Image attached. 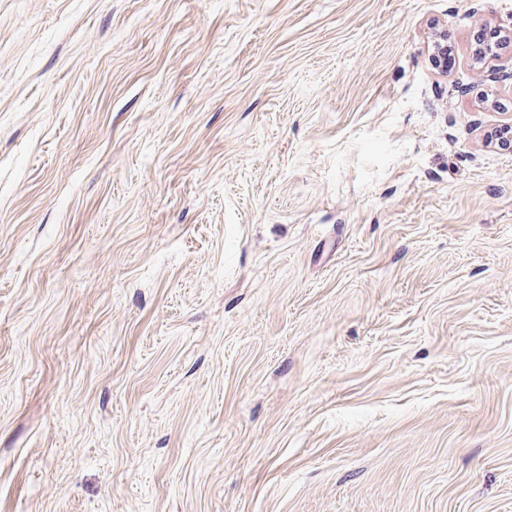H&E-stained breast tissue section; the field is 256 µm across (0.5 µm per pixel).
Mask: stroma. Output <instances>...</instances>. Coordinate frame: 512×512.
<instances>
[{"instance_id": "stroma-1", "label": "stroma", "mask_w": 512, "mask_h": 512, "mask_svg": "<svg viewBox=\"0 0 512 512\" xmlns=\"http://www.w3.org/2000/svg\"><path fill=\"white\" fill-rule=\"evenodd\" d=\"M480 26L512 0H0V512H512ZM432 51L430 54L431 62L435 69L442 73H448L455 65V58L453 51L448 47V38L445 31H438L431 45Z\"/></svg>"}]
</instances>
